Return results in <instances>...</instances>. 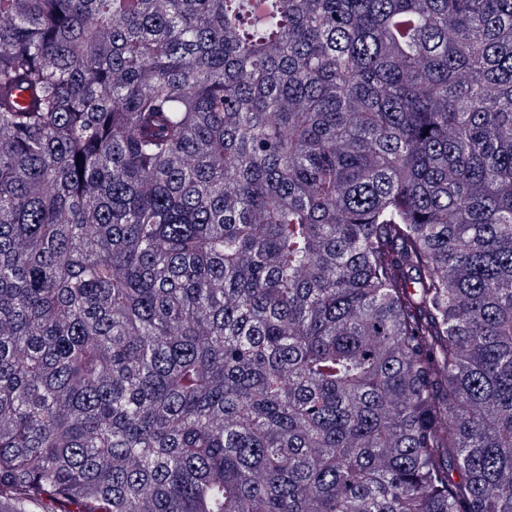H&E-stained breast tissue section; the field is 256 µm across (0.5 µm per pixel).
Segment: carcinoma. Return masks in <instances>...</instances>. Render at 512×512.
<instances>
[{"label": "carcinoma", "instance_id": "obj_1", "mask_svg": "<svg viewBox=\"0 0 512 512\" xmlns=\"http://www.w3.org/2000/svg\"><path fill=\"white\" fill-rule=\"evenodd\" d=\"M0 512H512V0H0Z\"/></svg>", "mask_w": 512, "mask_h": 512}]
</instances>
